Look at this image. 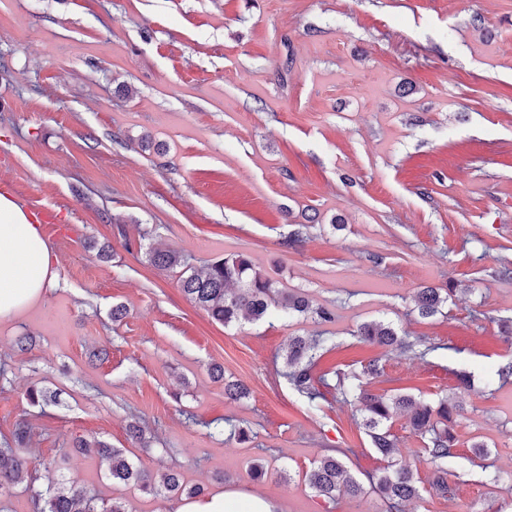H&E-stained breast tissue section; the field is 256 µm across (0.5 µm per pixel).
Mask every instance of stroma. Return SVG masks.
I'll return each mask as SVG.
<instances>
[{
    "label": "stroma",
    "instance_id": "stroma-1",
    "mask_svg": "<svg viewBox=\"0 0 512 512\" xmlns=\"http://www.w3.org/2000/svg\"><path fill=\"white\" fill-rule=\"evenodd\" d=\"M1 180L54 228L57 286L0 319V439L30 422L38 485L50 464L111 498L107 462L71 449L96 437L208 495L383 512L374 492L332 503L305 484L338 448L353 475L382 463L353 406L310 411L282 376L289 337L330 336L319 368L331 371L375 355L354 331L381 320L439 345L422 359L388 354L386 378L463 406L449 499L431 489L405 418L394 421L420 480L406 512H512V383H493L512 361L498 325L512 319V281L482 254L512 247V0H0ZM298 224L305 240L283 248ZM146 244L198 267L248 254L336 320L224 326L177 272L149 264ZM451 282L447 316L413 313L416 289ZM476 311L495 319L472 321ZM214 365L250 397L227 401ZM460 370L471 389L458 388ZM33 387L57 403L30 405ZM135 417L149 447L127 436ZM225 419L252 441L210 434Z\"/></svg>",
    "mask_w": 512,
    "mask_h": 512
}]
</instances>
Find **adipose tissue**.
I'll use <instances>...</instances> for the list:
<instances>
[{"instance_id":"obj_1","label":"adipose tissue","mask_w":512,"mask_h":512,"mask_svg":"<svg viewBox=\"0 0 512 512\" xmlns=\"http://www.w3.org/2000/svg\"><path fill=\"white\" fill-rule=\"evenodd\" d=\"M56 284L51 250L37 226L17 204L0 197V318L12 317ZM175 512H274V506L261 496L220 492L181 501Z\"/></svg>"}]
</instances>
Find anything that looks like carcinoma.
<instances>
[{"instance_id":"1","label":"carcinoma","mask_w":512,"mask_h":512,"mask_svg":"<svg viewBox=\"0 0 512 512\" xmlns=\"http://www.w3.org/2000/svg\"><path fill=\"white\" fill-rule=\"evenodd\" d=\"M146 257L158 269L180 270L183 294L213 320L226 326L243 320L262 321L273 309L287 317L311 318L319 324L331 323L336 318L333 308L315 304L308 297L278 285L244 253L212 259L200 269L190 263L188 255L169 248L151 247ZM453 292L451 286L420 288L413 296L414 311L420 318L430 319L442 313ZM354 335L383 349L398 348L413 359L423 358L436 348L429 338L401 335L392 324L384 321L362 323ZM333 348L335 345H327L320 336L290 337L284 354L286 371L283 376L313 411L322 410L321 402L327 400L326 394L334 393L336 400L349 402L360 412L361 426L371 448L379 459L387 462L378 474L364 473L370 489L380 497L384 512H404L406 504L419 495L414 473L403 462L398 438L391 431L394 420L400 416L408 419L410 431L421 441L423 454L432 466L431 489L438 496L448 497L453 492L448 484V464L458 458L453 426L461 413L459 402L446 396L435 402L422 400L404 388L374 392L373 386L384 382L379 356L361 364L358 373L340 369L318 372L321 357ZM210 371L215 380L224 382L225 398L236 402L248 397V388L239 381L225 378L221 367L213 366ZM30 433L28 422L21 418L15 424L12 441L0 445V496L8 493L28 472ZM77 447L91 448L101 459L109 461L112 484L124 489L134 487L155 495L167 492L192 497L203 493L199 486L189 489L183 486L178 474L170 470L154 476L106 441L85 440ZM344 455L346 452L339 449L337 454L324 456L306 471L305 482L318 496L334 502L341 493L358 496L364 492L363 483L351 475L343 463ZM29 489L38 512H127L123 495L100 500L61 474L52 475L45 492L34 489L32 483Z\"/></svg>"}]
</instances>
